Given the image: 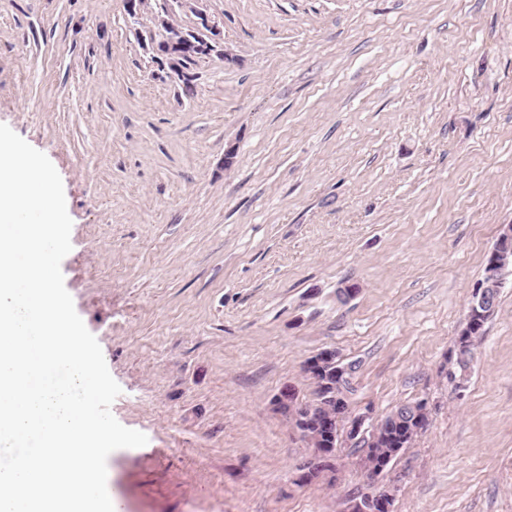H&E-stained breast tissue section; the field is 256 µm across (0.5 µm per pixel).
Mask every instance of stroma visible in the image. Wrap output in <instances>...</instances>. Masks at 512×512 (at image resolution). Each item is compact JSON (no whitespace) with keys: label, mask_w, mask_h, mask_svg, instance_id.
Instances as JSON below:
<instances>
[{"label":"stroma","mask_w":512,"mask_h":512,"mask_svg":"<svg viewBox=\"0 0 512 512\" xmlns=\"http://www.w3.org/2000/svg\"><path fill=\"white\" fill-rule=\"evenodd\" d=\"M203 7L236 60L186 86L123 0H0V123L62 179L64 284L148 438L110 454L113 502L346 512L358 454L301 481L314 450L272 406L335 348L351 415L433 403L380 477L392 512H512V277L466 389L446 378L512 224V0Z\"/></svg>","instance_id":"1"}]
</instances>
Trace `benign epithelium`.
<instances>
[{"instance_id": "obj_1", "label": "benign epithelium", "mask_w": 512, "mask_h": 512, "mask_svg": "<svg viewBox=\"0 0 512 512\" xmlns=\"http://www.w3.org/2000/svg\"><path fill=\"white\" fill-rule=\"evenodd\" d=\"M188 10L199 17L202 26L210 32L209 37H201L195 42L187 35L178 17ZM153 26L156 32L150 41L152 51L163 57L170 71L182 80L190 81V59L215 53L226 62L234 61L232 52L220 39L218 27L209 24L202 0H164L161 11L153 15ZM509 276L512 277V224H503L495 245L486 257L484 276L472 291L465 322L466 335L477 333L483 320L493 314L500 291ZM305 370L318 377V394L314 399L299 403L295 394L284 390L275 403L308 444L318 445L325 437L336 443L335 450H318L303 465L305 472L317 474L329 466L330 460L340 457L344 445L350 443L367 448L372 445L374 436H366L363 418H347L350 395L355 389L357 369L354 362L345 361L336 349L325 348L306 362ZM417 406L419 409L415 410L410 420V430L414 435L425 429L429 417L427 401L421 400ZM346 418L349 419V426L344 429L342 422ZM393 456L392 452L378 456L377 466L374 467L364 455L359 459L358 466L367 476L375 477L386 470ZM395 493L396 487L392 485L364 492L352 502L349 512H391Z\"/></svg>"}]
</instances>
